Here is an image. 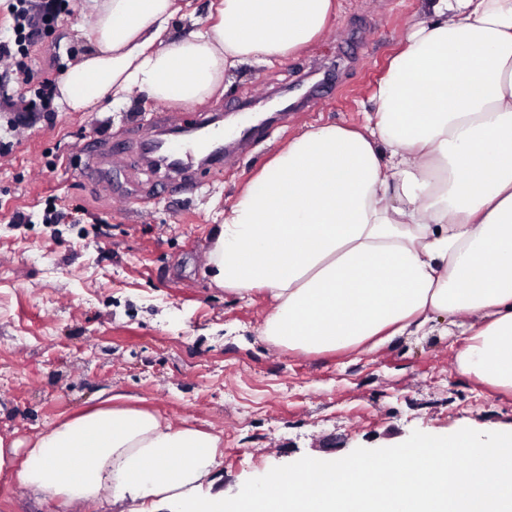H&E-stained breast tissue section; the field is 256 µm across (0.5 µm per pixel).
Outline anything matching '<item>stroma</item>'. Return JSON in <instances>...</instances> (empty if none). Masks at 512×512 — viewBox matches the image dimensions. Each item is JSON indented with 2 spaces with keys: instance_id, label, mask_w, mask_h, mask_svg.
I'll list each match as a JSON object with an SVG mask.
<instances>
[{
  "instance_id": "35a3bbf8",
  "label": "stroma",
  "mask_w": 512,
  "mask_h": 512,
  "mask_svg": "<svg viewBox=\"0 0 512 512\" xmlns=\"http://www.w3.org/2000/svg\"><path fill=\"white\" fill-rule=\"evenodd\" d=\"M425 0H340L299 54L229 71L224 91L180 107L135 95L102 112H43L35 91L88 52L94 18L69 0L27 50L28 77L0 102V435L31 440L122 394L175 425L220 436L225 502L306 462L379 457L468 430L512 435V394L456 371L461 325L436 322L366 353H293L262 333L264 292L225 293L206 274L224 211L288 140L312 126H356ZM304 84L303 105L237 138L221 170L169 184L136 148L111 171L86 164L98 138L132 136L152 113L177 126L236 120L264 96ZM56 207L57 223L46 224ZM32 214L13 223L16 212ZM0 512H64L0 479Z\"/></svg>"
}]
</instances>
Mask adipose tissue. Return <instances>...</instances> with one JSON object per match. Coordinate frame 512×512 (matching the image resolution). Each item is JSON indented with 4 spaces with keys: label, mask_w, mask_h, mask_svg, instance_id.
I'll use <instances>...</instances> for the list:
<instances>
[{
    "label": "adipose tissue",
    "mask_w": 512,
    "mask_h": 512,
    "mask_svg": "<svg viewBox=\"0 0 512 512\" xmlns=\"http://www.w3.org/2000/svg\"><path fill=\"white\" fill-rule=\"evenodd\" d=\"M189 0H85L91 50L57 90L69 112L133 93L191 106L228 70L302 51L336 0H217L173 39ZM209 272L226 293L266 292L263 334L288 351H366L438 319L476 317L459 374L512 391V0H431L388 63L362 129L289 142L215 230ZM218 435L131 406H98L19 447L0 475L64 505L122 512H512V438L461 433L379 459L306 464L225 505ZM470 448L475 467L454 461Z\"/></svg>",
    "instance_id": "ef3b65f1"
}]
</instances>
